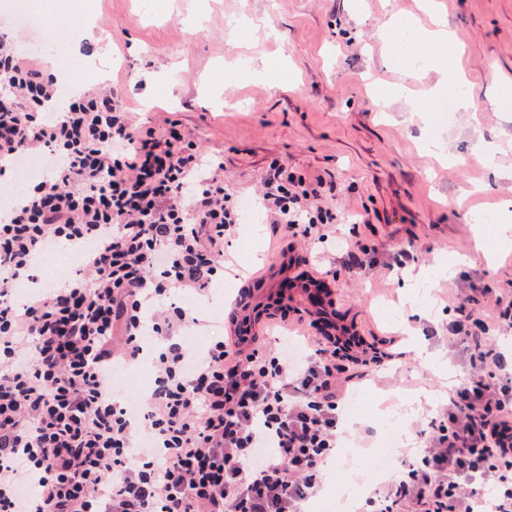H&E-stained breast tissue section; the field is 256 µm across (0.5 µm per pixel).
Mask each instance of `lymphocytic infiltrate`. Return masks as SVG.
<instances>
[{"label":"lymphocytic infiltrate","mask_w":512,"mask_h":512,"mask_svg":"<svg viewBox=\"0 0 512 512\" xmlns=\"http://www.w3.org/2000/svg\"><path fill=\"white\" fill-rule=\"evenodd\" d=\"M58 96L1 37L0 177L25 156L50 166L0 217V512H303L336 455L340 403L385 353L332 335L312 336L298 361L238 341L183 344L204 327L193 305L241 222L223 159L206 160L178 121L133 127L111 88L56 112ZM322 189L272 163L259 195L272 232L327 239L336 215ZM59 241L85 247L82 265L18 304L13 286L36 283ZM493 331H512V300L453 326L469 378L369 512H512V369ZM146 355L148 394H117L114 372Z\"/></svg>","instance_id":"obj_1"}]
</instances>
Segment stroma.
<instances>
[{
    "instance_id": "1",
    "label": "stroma",
    "mask_w": 512,
    "mask_h": 512,
    "mask_svg": "<svg viewBox=\"0 0 512 512\" xmlns=\"http://www.w3.org/2000/svg\"><path fill=\"white\" fill-rule=\"evenodd\" d=\"M462 45V70L476 113L413 111L431 71L410 77L388 59L383 31L395 19L428 27L424 0H57L50 14L26 27L0 17V34L22 46L38 41L43 55L67 48L74 25L95 27L81 46L101 77L72 69L63 89L111 84L135 125L179 121L203 151L224 159L234 202H252L270 163L332 184L321 204L336 213L328 240L272 237L261 226L252 253L248 226L224 246L243 304H198L204 330L187 342L237 338L242 331L273 348L276 338L308 351L317 311L364 336L379 350L396 348L387 370L367 384L386 394L380 409H406L403 451L386 475L363 465L353 512L382 479L415 463L422 434L448 392L466 382L467 352L448 340L461 315L495 314L512 298V248L476 239L484 215L512 211V0H438ZM390 92L378 108L380 92ZM364 244L372 264L344 265L346 241ZM452 265L449 274L442 265ZM429 272L421 312L403 303L402 269ZM471 305H462L466 294ZM398 311L400 320L390 318ZM285 327L271 334V316ZM420 343L439 354L446 370L421 362Z\"/></svg>"
}]
</instances>
